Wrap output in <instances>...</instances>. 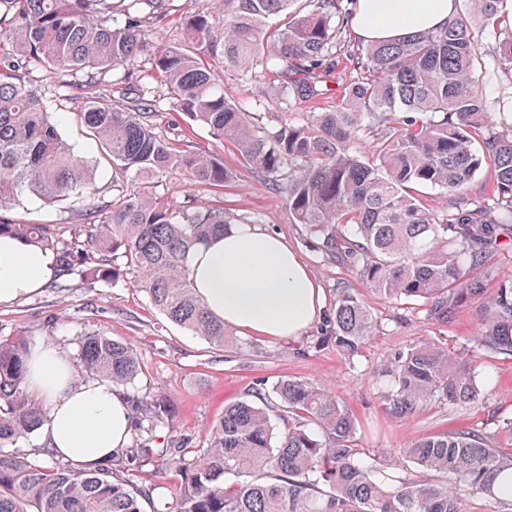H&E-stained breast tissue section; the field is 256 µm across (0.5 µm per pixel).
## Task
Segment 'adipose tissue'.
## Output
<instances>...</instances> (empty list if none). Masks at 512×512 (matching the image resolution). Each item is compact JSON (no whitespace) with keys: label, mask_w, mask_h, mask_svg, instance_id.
<instances>
[{"label":"adipose tissue","mask_w":512,"mask_h":512,"mask_svg":"<svg viewBox=\"0 0 512 512\" xmlns=\"http://www.w3.org/2000/svg\"><path fill=\"white\" fill-rule=\"evenodd\" d=\"M453 0H357L352 30L362 42L388 40L445 24ZM52 251L0 236V304L46 286ZM198 298L225 324L271 339L296 336L323 310V293L299 253L256 224H230L188 255ZM27 388L43 405L39 445L84 470H96L128 444L127 398L110 381L76 380L69 358L47 340L29 352Z\"/></svg>","instance_id":"obj_1"}]
</instances>
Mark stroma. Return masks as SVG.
Instances as JSON below:
<instances>
[{"label":"stroma","instance_id":"obj_1","mask_svg":"<svg viewBox=\"0 0 512 512\" xmlns=\"http://www.w3.org/2000/svg\"><path fill=\"white\" fill-rule=\"evenodd\" d=\"M502 42V36L490 30L480 42L482 94L492 107L512 96V75L499 62ZM222 76L225 95L250 102L254 112L277 115L284 111L289 120L297 121L308 110L307 103L296 99L283 105L273 97H258L263 80L254 74L226 70ZM24 80L33 86H53L51 106L64 137L75 152L97 155V144L73 119L77 99L71 91L55 85L52 76L39 70L25 75ZM180 142L222 159L235 177L224 186L202 190L172 175L157 184V193L178 205L190 198L200 206L221 204L237 217L283 235L321 284L325 311H332L337 289L362 290L377 329L358 354L350 358L338 351L320 321L297 338L273 341L233 328L229 346L219 351L203 337L169 323L131 282L84 283L61 275L34 294L1 304L0 334L51 340L72 359L78 355L81 336L88 332L130 344L139 355V371L123 386V393L163 398L168 416L156 432L155 445L178 448L189 456L206 447L209 429L223 415L225 406L243 399L256 383L270 388L285 378L312 382L335 393L360 421L364 453L400 478L420 479L419 470L403 458L402 450L431 433L466 428L491 432L498 447L512 448V432L503 427L504 420L512 418V355L481 352L479 370L492 377L483 398L459 406L435 401L407 419L389 414L375 383L393 358L422 342L453 352L467 348L477 333V303L459 309L453 321L445 324L428 317L419 303L390 301L363 291L355 271L322 258L316 239L303 226L290 222L284 194L266 188L233 146L201 126L186 129ZM13 213L27 222L59 225L67 239L77 235L86 222L80 204L68 200L48 206L27 196L20 199ZM120 476L148 491L145 512H175L182 477L162 460L128 462Z\"/></svg>","mask_w":512,"mask_h":512}]
</instances>
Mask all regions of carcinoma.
Here are the masks:
<instances>
[{"label": "carcinoma", "instance_id": "obj_1", "mask_svg": "<svg viewBox=\"0 0 512 512\" xmlns=\"http://www.w3.org/2000/svg\"><path fill=\"white\" fill-rule=\"evenodd\" d=\"M167 2L0 0V235L53 250L63 276L114 284L136 276L170 323L224 349L227 325L198 299L187 256L245 220L190 200L176 206L124 181L174 173L200 188L229 181L221 159L169 136L185 117L230 142L285 195L293 222L318 239L322 256L355 270L371 293L420 300L443 323L480 299L471 343L511 355L512 280L488 296L473 274L495 256L498 238L512 235V121L495 120L482 95L475 31L478 22L508 31L501 58L512 72L508 0H470L472 14L456 12L443 27L346 51L358 75L341 79V102L298 122L233 103L214 62L246 73L259 67L275 76L268 88L281 100L315 104L342 49L344 0H310L305 12L290 11L295 0H214L217 7L187 13L163 41ZM281 15L282 24H267ZM34 68L64 79L81 100L76 123L119 171L111 200H99V161L75 153L41 89L20 81ZM155 82L167 88L164 132L154 123ZM483 168L492 189L477 199L468 188ZM416 186L441 190L442 205L426 207ZM23 196L82 204L91 219L85 238L12 218L9 205ZM327 323L348 357L377 327L349 288L337 289ZM29 347L24 336L0 337V512H144L147 492L119 477L121 462L88 473L25 448L45 418L25 387ZM78 359L85 375L117 386L138 374L137 351L99 334L81 338ZM477 368L474 353L423 342L395 357L380 386L389 412L405 419L431 401L479 400L490 377L478 382ZM128 400L135 422L127 455H157L181 473L177 512H459L464 492L495 498L492 475L512 466V452L487 432H441L403 449L430 479L396 480L357 448L354 413L307 381L252 388L224 408L207 447L191 458L152 447L166 415L162 398ZM273 414L285 423L279 434Z\"/></svg>", "mask_w": 512, "mask_h": 512}]
</instances>
